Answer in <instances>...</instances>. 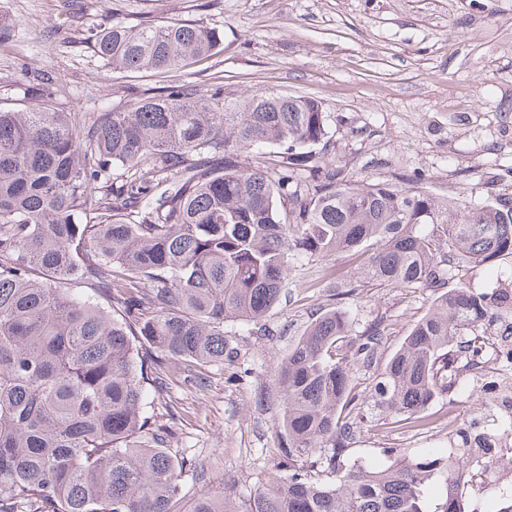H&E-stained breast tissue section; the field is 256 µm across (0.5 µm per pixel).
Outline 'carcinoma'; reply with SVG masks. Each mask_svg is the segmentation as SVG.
<instances>
[{
	"label": "carcinoma",
	"instance_id": "carcinoma-1",
	"mask_svg": "<svg viewBox=\"0 0 512 512\" xmlns=\"http://www.w3.org/2000/svg\"><path fill=\"white\" fill-rule=\"evenodd\" d=\"M87 42L104 68L176 73L223 38L191 20L114 19ZM35 86L34 105L0 110V512H179L185 462L153 426L148 388L161 392L170 363L224 359V323L260 325L299 259L356 250L362 282L437 291L372 394L418 431L508 304L445 285L512 255V197L474 209L420 177L402 187L315 165L328 115L314 98L174 83L87 117ZM384 338L381 321L352 335L340 306L310 323L274 375L288 475L244 512H466L469 429L442 456L348 465L351 370ZM309 454L334 483L298 464ZM192 512L238 510L203 494Z\"/></svg>",
	"mask_w": 512,
	"mask_h": 512
}]
</instances>
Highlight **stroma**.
Here are the masks:
<instances>
[{
	"label": "stroma",
	"instance_id": "1",
	"mask_svg": "<svg viewBox=\"0 0 512 512\" xmlns=\"http://www.w3.org/2000/svg\"><path fill=\"white\" fill-rule=\"evenodd\" d=\"M146 16L219 30L223 49L173 76L102 68L88 29ZM0 21L9 28L0 38L2 109L31 105L29 84L41 73L62 112L128 108L175 79L221 84L230 99L256 91L309 96L329 116L328 136L313 148L321 162L398 184L421 173L434 196L453 194L472 206L512 196V0H0ZM329 262L337 280L317 281L315 264L298 265L265 320L267 335L225 323L232 360L174 373L154 402L158 424L172 433V455L186 463L180 512L201 494L227 491L245 507L279 472L274 374L330 294L356 282L362 268L349 253ZM459 276L481 291H512V258ZM432 296L427 288L368 286L343 302L354 334L380 319L387 325L374 362L352 371L364 422L349 463L381 468L394 448L445 454L442 418L471 423L489 401L478 390L449 391L429 407L431 426L419 433L374 408L379 374Z\"/></svg>",
	"mask_w": 512,
	"mask_h": 512
}]
</instances>
